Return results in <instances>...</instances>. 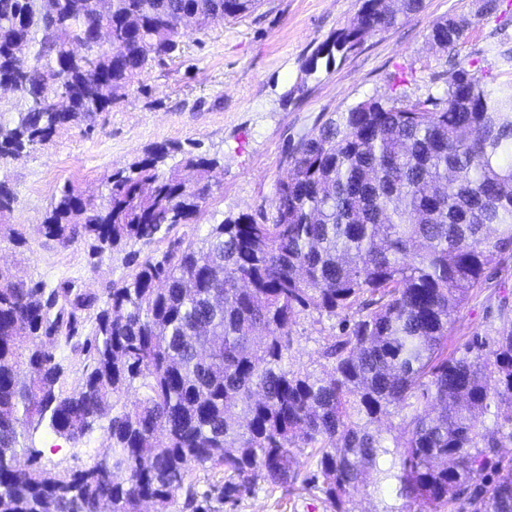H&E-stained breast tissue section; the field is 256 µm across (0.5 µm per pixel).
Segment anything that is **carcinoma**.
I'll use <instances>...</instances> for the list:
<instances>
[{
    "mask_svg": "<svg viewBox=\"0 0 512 512\" xmlns=\"http://www.w3.org/2000/svg\"><path fill=\"white\" fill-rule=\"evenodd\" d=\"M259 2L0 0V85L24 102L13 126L0 123V159L108 111L187 32ZM423 8L361 0L306 73ZM474 26L464 15L432 25L443 85L364 99L304 135L271 216L178 239L102 298L69 284L47 295L0 266V512H141L144 498L169 512L180 491L211 512L197 504L195 468H224L220 498L233 499L257 471L295 481L299 448L320 454L309 481L336 512L369 483L428 512H512V458L499 452L512 415L494 428L479 420L493 402L512 406V305L499 303L496 335L448 350L452 316L512 248V46L483 50L496 73L459 57ZM173 151L155 145L113 172L100 202L64 188L43 234L101 251L192 223L217 161L181 150L188 184L162 172ZM309 308L341 317L321 351L327 377L290 362L291 326ZM61 345L83 365L70 391ZM133 387L142 396L128 405ZM392 409L403 427L390 448L374 424ZM46 418L74 442L105 420L110 445L76 471H47L32 450L18 466L19 439Z\"/></svg>",
    "mask_w": 512,
    "mask_h": 512,
    "instance_id": "carcinoma-1",
    "label": "carcinoma"
}]
</instances>
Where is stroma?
I'll use <instances>...</instances> for the list:
<instances>
[{"mask_svg": "<svg viewBox=\"0 0 512 512\" xmlns=\"http://www.w3.org/2000/svg\"><path fill=\"white\" fill-rule=\"evenodd\" d=\"M420 13L369 36L354 52L315 74L304 67L315 50L351 19L360 0H261L249 15L184 37L178 52L148 65L139 83L106 112L56 129L24 158L0 160V183L15 202L0 222L23 232L24 245L0 235V265L45 291L66 284L105 295L130 278L147 257L161 255L178 239L203 238L209 224L227 215L271 213L274 187L285 174L284 156L298 137L367 97H388L400 71L413 73L405 91L412 96L441 84L445 53L432 49L427 35L443 17L475 14L479 0H425ZM512 39V0H499L494 13L471 30L464 54L493 66L480 50ZM199 144L215 157L216 189L194 224L161 230L151 242L92 252L87 241L61 246L42 225L64 186L106 193L113 171L141 159L154 145L189 148ZM495 279L474 292L448 332L449 347L463 346L474 333L489 331L490 307L512 301V250L494 255ZM338 332V320L315 309L292 326L295 365L324 373L323 346ZM21 447L38 451L44 468L79 469L109 445L103 428L80 442L49 427L26 435ZM214 512H335L318 489L303 483L275 484L257 475L251 493L213 502Z\"/></svg>", "mask_w": 512, "mask_h": 512, "instance_id": "obj_1", "label": "stroma"}]
</instances>
